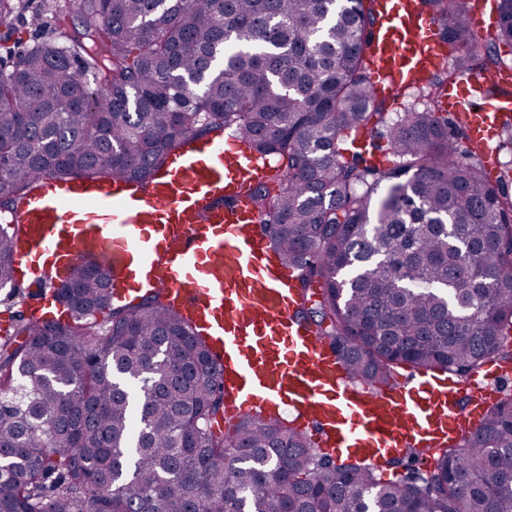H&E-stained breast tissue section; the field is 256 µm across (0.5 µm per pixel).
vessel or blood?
<instances>
[{"label": "vessel or blood", "mask_w": 512, "mask_h": 512, "mask_svg": "<svg viewBox=\"0 0 512 512\" xmlns=\"http://www.w3.org/2000/svg\"><path fill=\"white\" fill-rule=\"evenodd\" d=\"M384 27L373 44L377 93H395L443 68L448 46L418 0H381ZM473 36L495 22L472 7ZM512 88V67L449 85L445 112L460 115L472 143L491 148L512 129V97L489 99V87ZM272 171L249 147L223 137L195 140L172 157L147 187L108 178L62 184L41 181L9 220L20 228L19 283L35 296L29 316L43 320L47 286L93 256L111 267L115 300L143 286L162 292L210 337L223 372L226 413L238 403L284 407L314 431L326 453L375 463L411 445L437 448L494 410L512 367L499 365L462 382L414 370L382 392L358 383L314 328L293 317L296 291L272 248L250 191Z\"/></svg>", "instance_id": "obj_1"}]
</instances>
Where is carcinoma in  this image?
<instances>
[{"label": "carcinoma", "instance_id": "cac0c4a2", "mask_svg": "<svg viewBox=\"0 0 512 512\" xmlns=\"http://www.w3.org/2000/svg\"><path fill=\"white\" fill-rule=\"evenodd\" d=\"M377 0H46L54 27L0 67V213L42 178L146 184L188 140L230 130L270 158L252 201L295 315L376 389L396 369L464 378L512 362V196L476 160L448 84L512 55V0L493 42L470 0L439 17L450 71L391 116L370 82ZM399 159L345 143L372 118ZM385 197L375 198L382 184ZM18 225L0 224V290L19 289ZM87 257L56 287L70 318L20 317L0 338V512H512V394L440 448L380 465L320 454L278 418L224 416L209 345L160 292L116 304ZM107 319L98 322L96 315ZM481 2H473L469 18L470 30L477 39L484 40L495 33V21L479 8Z\"/></svg>", "mask_w": 512, "mask_h": 512}]
</instances>
